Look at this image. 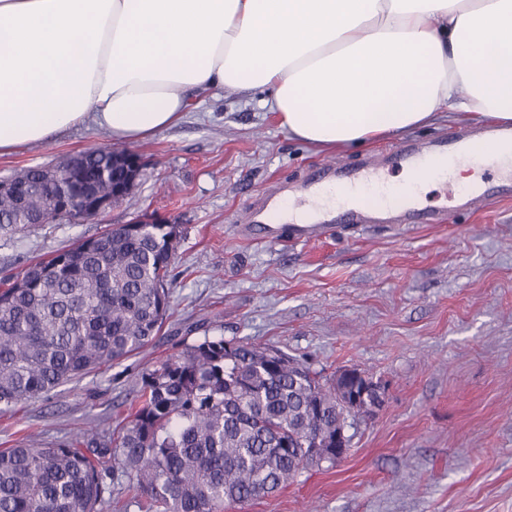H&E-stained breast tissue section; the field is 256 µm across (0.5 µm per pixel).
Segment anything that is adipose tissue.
I'll use <instances>...</instances> for the list:
<instances>
[{"mask_svg": "<svg viewBox=\"0 0 512 512\" xmlns=\"http://www.w3.org/2000/svg\"><path fill=\"white\" fill-rule=\"evenodd\" d=\"M0 155L93 124L141 141L267 88L316 150L441 115L512 124V0H0Z\"/></svg>", "mask_w": 512, "mask_h": 512, "instance_id": "ef3b65f1", "label": "adipose tissue"}]
</instances>
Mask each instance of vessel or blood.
<instances>
[{"instance_id":"obj_1","label":"vessel or blood","mask_w":512,"mask_h":512,"mask_svg":"<svg viewBox=\"0 0 512 512\" xmlns=\"http://www.w3.org/2000/svg\"><path fill=\"white\" fill-rule=\"evenodd\" d=\"M470 137L469 131L461 130L447 138H438L426 143H405L379 159H366L351 166L322 164L310 169L302 180L281 185L277 191L256 198L250 205L248 220L240 227L242 235H251L261 230L268 243H304L319 239L338 230L355 231L366 224H446L455 211L454 206L432 211L413 201L400 208L367 211L348 201L352 194L364 187L377 183L385 166L402 167L412 173L422 172L433 158H447L449 164L465 162L464 143ZM483 170L481 180L472 186L461 203L475 207L497 196L512 194V171L506 172L501 182L489 179L499 167L497 159L481 157L477 160ZM334 187L335 199L332 205H325L323 192ZM290 202L292 210H312L313 220L291 221L284 224L270 223V215L279 210L283 202Z\"/></svg>"}]
</instances>
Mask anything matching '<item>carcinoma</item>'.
I'll use <instances>...</instances> for the list:
<instances>
[{
	"mask_svg": "<svg viewBox=\"0 0 512 512\" xmlns=\"http://www.w3.org/2000/svg\"><path fill=\"white\" fill-rule=\"evenodd\" d=\"M123 148L93 150L85 176L112 186ZM23 175L0 201V230L78 221L31 188ZM180 230L116 224L61 254L30 263L0 286V410L146 347L170 308L169 269ZM323 377L271 347L203 336L142 375L140 401L124 425L92 428L67 442L0 449V512H104L121 472L150 512H221L226 503L269 495L324 458L344 399L373 380Z\"/></svg>",
	"mask_w": 512,
	"mask_h": 512,
	"instance_id": "carcinoma-1",
	"label": "carcinoma"
}]
</instances>
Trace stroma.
I'll return each instance as SVG.
<instances>
[{
  "instance_id": "1",
  "label": "stroma",
  "mask_w": 512,
  "mask_h": 512,
  "mask_svg": "<svg viewBox=\"0 0 512 512\" xmlns=\"http://www.w3.org/2000/svg\"><path fill=\"white\" fill-rule=\"evenodd\" d=\"M262 90L221 88L136 142L133 194L93 221L0 232V279L148 211L178 224L171 310L152 345L0 412V449L114 425L140 377L205 335L274 346L313 369L355 367L384 403L347 456L225 512H512V199L450 224L375 228L305 245L241 239L251 201L315 165L400 144L318 151L290 137ZM91 126L0 156V179L105 147Z\"/></svg>"
}]
</instances>
